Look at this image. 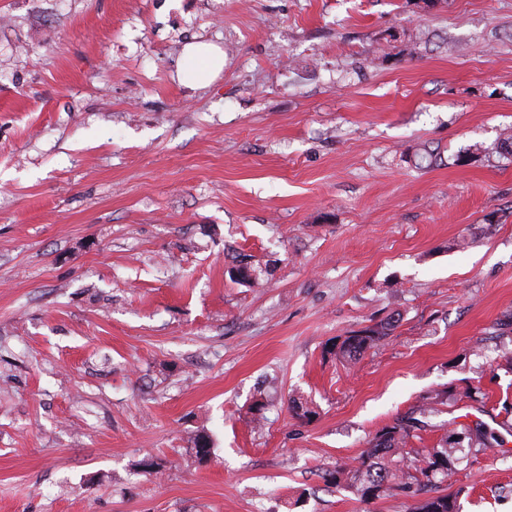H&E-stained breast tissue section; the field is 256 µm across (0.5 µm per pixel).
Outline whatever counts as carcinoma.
Returning a JSON list of instances; mask_svg holds the SVG:
<instances>
[{"label": "carcinoma", "mask_w": 512, "mask_h": 512, "mask_svg": "<svg viewBox=\"0 0 512 512\" xmlns=\"http://www.w3.org/2000/svg\"><path fill=\"white\" fill-rule=\"evenodd\" d=\"M388 326L381 325L375 329H369L359 334H353L346 338L342 345L343 353L357 355L386 335ZM414 419L402 418L389 428L378 433L370 444L369 449L360 457L357 471L360 472L361 486L358 491L365 501L371 500L392 484L395 480H402L405 474L392 463L391 457L395 450L406 443L410 437L411 428L414 427ZM452 451L446 448H435L423 460L420 473L431 482L435 475H448V461ZM416 512H457L454 503L446 495L429 496L420 501Z\"/></svg>", "instance_id": "carcinoma-1"}]
</instances>
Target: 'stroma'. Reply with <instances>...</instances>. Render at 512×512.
<instances>
[{"mask_svg": "<svg viewBox=\"0 0 512 512\" xmlns=\"http://www.w3.org/2000/svg\"><path fill=\"white\" fill-rule=\"evenodd\" d=\"M507 130L512 0H0V512H512ZM185 56L189 59H205V65L189 69L181 81L189 86L203 87L208 85L224 66V55L213 47L203 43H192L186 46ZM387 329V325H380L376 329H369L365 332L348 336L342 345L343 353L349 356L362 353L366 348L370 347L374 341L381 336H385L387 334L385 330ZM415 422L410 417L402 418L394 426L382 430L360 457L357 471L362 479L358 491L363 500L374 499L393 481L404 479L405 474L390 459L395 450L406 443ZM452 449L448 448H434L432 452L422 461L423 467L420 468V473L426 478V483L423 482V486H427L431 482V479L437 474H441L443 477L448 476V461L452 454Z\"/></svg>", "mask_w": 512, "mask_h": 512, "instance_id": "35a3bbf8", "label": "stroma"}]
</instances>
